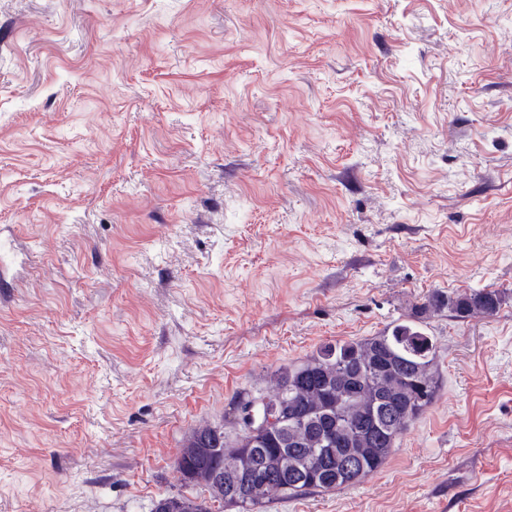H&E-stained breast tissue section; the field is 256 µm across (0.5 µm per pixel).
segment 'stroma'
Segmentation results:
<instances>
[{
  "label": "stroma",
  "instance_id": "1",
  "mask_svg": "<svg viewBox=\"0 0 512 512\" xmlns=\"http://www.w3.org/2000/svg\"><path fill=\"white\" fill-rule=\"evenodd\" d=\"M0 237V512L201 495L237 392L417 318L382 467L255 512H512V0H0ZM501 303V294L496 290L466 289L448 295L446 305L457 317L466 318L473 314L493 315Z\"/></svg>",
  "mask_w": 512,
  "mask_h": 512
}]
</instances>
